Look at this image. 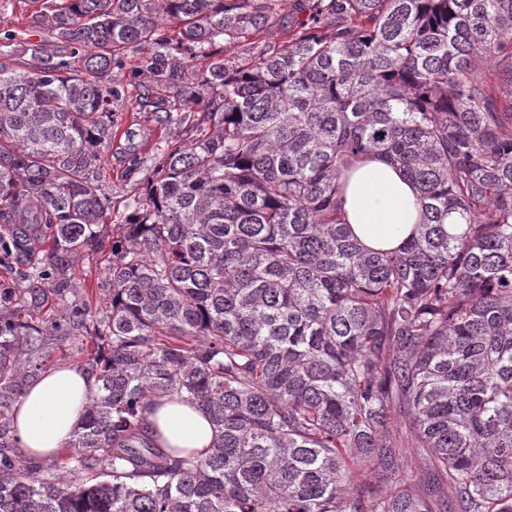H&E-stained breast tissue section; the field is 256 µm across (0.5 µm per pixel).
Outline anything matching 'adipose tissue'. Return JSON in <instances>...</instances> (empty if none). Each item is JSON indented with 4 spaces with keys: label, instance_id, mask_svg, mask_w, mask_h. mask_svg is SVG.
Masks as SVG:
<instances>
[{
    "label": "adipose tissue",
    "instance_id": "obj_1",
    "mask_svg": "<svg viewBox=\"0 0 512 512\" xmlns=\"http://www.w3.org/2000/svg\"><path fill=\"white\" fill-rule=\"evenodd\" d=\"M345 209L361 243L372 249L399 246L416 224L414 190L385 162L372 159L355 169L345 192ZM97 388L84 370L65 366L41 373L20 397L14 427L24 454L52 458L62 454L85 415ZM157 444L178 456L207 453L213 428L199 408L158 399L144 412Z\"/></svg>",
    "mask_w": 512,
    "mask_h": 512
}]
</instances>
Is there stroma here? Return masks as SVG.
<instances>
[{
    "mask_svg": "<svg viewBox=\"0 0 512 512\" xmlns=\"http://www.w3.org/2000/svg\"><path fill=\"white\" fill-rule=\"evenodd\" d=\"M52 0H0V32L19 27L27 28L30 40H39L40 29L29 27L32 14L45 10ZM308 0H283L281 14L283 26L272 33H262L249 37L247 41L235 45L230 56L238 58L258 51L269 41L284 43L289 41L301 21L308 16ZM141 52L138 48H128L124 66L116 70L114 78L120 90L114 101L112 115L114 134L111 145L101 156L103 167L102 191L112 202V221L105 224L100 248L85 252L75 263L70 279L72 289L66 298H59L49 281H42V300L39 315L52 327L53 338L43 349L45 369L63 366L81 367L85 364L92 344L84 328L61 318L58 309L68 306L71 309L98 312L105 303L107 269L112 259V239L122 232L121 224L127 213L129 198L141 193L147 176L158 165L160 146L168 141L188 139L191 135L188 125L163 127L157 124L152 113L141 111L138 105V88L129 82V73L139 66Z\"/></svg>",
    "mask_w": 512,
    "mask_h": 512,
    "instance_id": "1",
    "label": "stroma"
}]
</instances>
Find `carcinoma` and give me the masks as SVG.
<instances>
[{"instance_id": "1", "label": "carcinoma", "mask_w": 512, "mask_h": 512, "mask_svg": "<svg viewBox=\"0 0 512 512\" xmlns=\"http://www.w3.org/2000/svg\"><path fill=\"white\" fill-rule=\"evenodd\" d=\"M282 0H58L46 37L0 38V263L59 294L99 246L112 70L169 142L112 242L96 377L70 459L9 454L44 323L0 299V512H512V0H311L286 44L224 48ZM52 51H47V48ZM380 157L416 191L414 234L370 250L344 209ZM197 406L203 457L159 448L155 398ZM407 443L436 478L393 479Z\"/></svg>"}]
</instances>
